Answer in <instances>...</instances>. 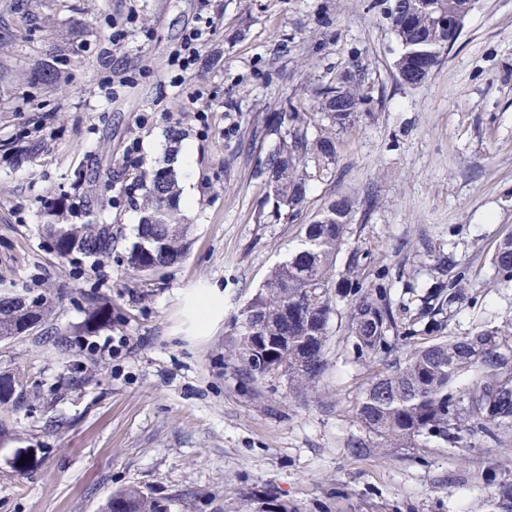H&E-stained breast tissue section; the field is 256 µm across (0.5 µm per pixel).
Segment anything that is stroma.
<instances>
[{
	"mask_svg": "<svg viewBox=\"0 0 512 512\" xmlns=\"http://www.w3.org/2000/svg\"><path fill=\"white\" fill-rule=\"evenodd\" d=\"M394 3L40 0L29 18L0 0L11 35L0 63L27 74L61 49L70 74L58 89L0 80V296L52 303L40 331L0 342V372L29 385L24 405L0 407V512H99L130 483L213 496L224 512L269 494L293 512H480L512 479V435L353 453L366 437L355 404L375 369L357 355L344 300L312 392L280 375L249 381L229 356L242 310L299 243L266 202L277 117L299 113L316 136L329 125L313 113L317 91L350 69L364 99L335 158L311 168L303 220L331 195L355 199L348 246L365 254L366 283L389 284L404 323L442 257L471 291L446 335L512 319V283L490 266L512 232V0H476L419 87L396 75ZM190 27L205 40L182 73L171 60ZM187 146L188 251L148 280L126 266L139 178ZM58 203L75 205L76 224L104 209L111 253L59 254L43 230ZM212 290L224 308L202 330L192 302ZM90 293L109 322L58 352L47 335L84 325ZM106 340L108 354L96 348Z\"/></svg>",
	"mask_w": 512,
	"mask_h": 512,
	"instance_id": "35a3bbf8",
	"label": "stroma"
}]
</instances>
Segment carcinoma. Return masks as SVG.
I'll list each match as a JSON object with an SVG mask.
<instances>
[{
  "label": "carcinoma",
  "mask_w": 512,
  "mask_h": 512,
  "mask_svg": "<svg viewBox=\"0 0 512 512\" xmlns=\"http://www.w3.org/2000/svg\"><path fill=\"white\" fill-rule=\"evenodd\" d=\"M434 0H402L399 7L414 13L419 22L411 30L396 33L409 49H438L441 33L428 27ZM38 81L55 87L68 81V73L54 58L41 65ZM362 81L346 77L318 94L317 111L327 115L331 126L346 129L353 113L336 111V95L352 105L362 100ZM285 135L269 155V188L276 200L273 216L295 221L307 203L309 159L331 160L336 154L333 132L310 141L292 112L278 116ZM141 220L137 240L127 252V264L146 277L163 274L178 263L187 248V225L181 223L177 204L176 175L164 164L143 175ZM356 204L346 194H334L310 222L300 225L298 251L276 266L267 278L272 288H261L242 313L236 326L237 340L231 358L241 371L257 381L268 377L255 362L257 346L248 328L253 326L270 341V364L288 378L290 387L311 391L328 368L327 322L333 296L350 308L347 331L358 354L382 365L356 403L355 414L368 437L356 451L368 448H415L421 437L456 443L463 436L494 442L512 432V319L486 322L468 336L445 337L446 313L466 298L462 278L438 281L420 296L423 328L403 327L390 289L364 286L359 273V250H352L343 272L336 262L346 245L354 222ZM49 231L61 254L104 256L112 250V225L103 217L91 224H69L64 213L48 212ZM490 264L496 276L512 281V234L495 248ZM88 323L107 321L106 305L87 298ZM49 312L48 298L39 295L26 301L0 298V341L34 331ZM24 382L14 374H0V404L15 406L24 399ZM188 495L163 497L128 484L110 493L100 512H168L195 507ZM482 512H512V480L498 485L482 505Z\"/></svg>",
  "instance_id": "1"
}]
</instances>
